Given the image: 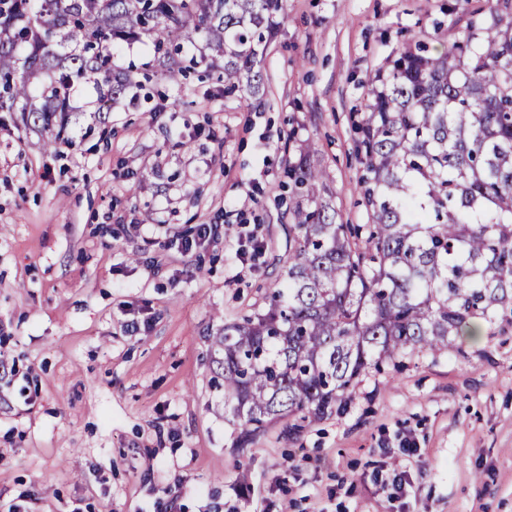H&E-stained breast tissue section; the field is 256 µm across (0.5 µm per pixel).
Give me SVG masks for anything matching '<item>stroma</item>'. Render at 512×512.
I'll return each mask as SVG.
<instances>
[{
    "label": "stroma",
    "mask_w": 512,
    "mask_h": 512,
    "mask_svg": "<svg viewBox=\"0 0 512 512\" xmlns=\"http://www.w3.org/2000/svg\"><path fill=\"white\" fill-rule=\"evenodd\" d=\"M486 0H286L259 99L196 70L111 111L86 86L67 139L0 112V502L24 512H512V324L362 376L346 406L236 445L211 340L263 310L295 247L286 169L364 224L353 120L402 45L432 53ZM199 224L221 230L182 252ZM404 474V494L390 482Z\"/></svg>",
    "instance_id": "obj_1"
}]
</instances>
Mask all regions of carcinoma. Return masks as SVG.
Listing matches in <instances>:
<instances>
[{"mask_svg": "<svg viewBox=\"0 0 512 512\" xmlns=\"http://www.w3.org/2000/svg\"><path fill=\"white\" fill-rule=\"evenodd\" d=\"M284 0H0V111L48 128L73 111L75 82L98 110L141 85L114 58L204 37L197 64L250 97ZM354 120L364 160L365 236L319 202L322 173L288 164L297 246L268 307L212 340L225 419L248 445L263 423H312L371 369L449 351L475 319H512V0L468 12L440 54L397 50L366 83Z\"/></svg>", "mask_w": 512, "mask_h": 512, "instance_id": "cac0c4a2", "label": "carcinoma"}]
</instances>
